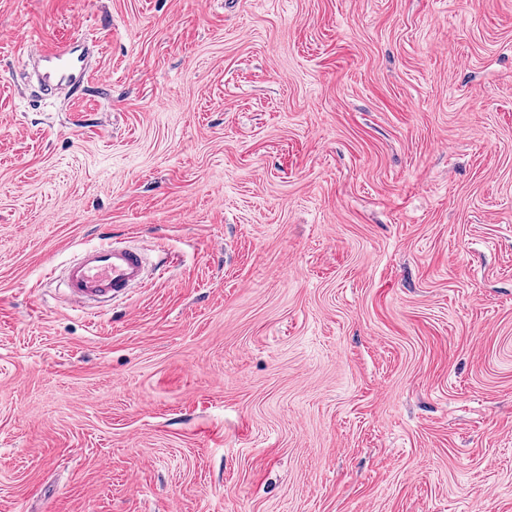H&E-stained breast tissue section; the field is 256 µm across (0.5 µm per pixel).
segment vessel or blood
I'll list each match as a JSON object with an SVG mask.
<instances>
[{
	"label": "vessel or blood",
	"mask_w": 512,
	"mask_h": 512,
	"mask_svg": "<svg viewBox=\"0 0 512 512\" xmlns=\"http://www.w3.org/2000/svg\"><path fill=\"white\" fill-rule=\"evenodd\" d=\"M35 54L43 65L41 81L46 91L66 89L74 79L92 75L87 61L73 58L67 48H39ZM144 275L141 254L124 246L101 244L85 250L69 266L64 297L75 308H98L140 287Z\"/></svg>",
	"instance_id": "vessel-or-blood-1"
}]
</instances>
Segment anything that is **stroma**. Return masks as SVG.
<instances>
[{
  "instance_id": "stroma-1",
  "label": "stroma",
  "mask_w": 512,
  "mask_h": 512,
  "mask_svg": "<svg viewBox=\"0 0 512 512\" xmlns=\"http://www.w3.org/2000/svg\"><path fill=\"white\" fill-rule=\"evenodd\" d=\"M0 512H512V0H0ZM34 54L42 62L41 81L47 92L64 90L77 77L94 75L86 59H74L66 47L36 48ZM145 260L138 252L120 245L101 244L87 249L69 266L64 297L75 308L102 307L142 285Z\"/></svg>"
}]
</instances>
